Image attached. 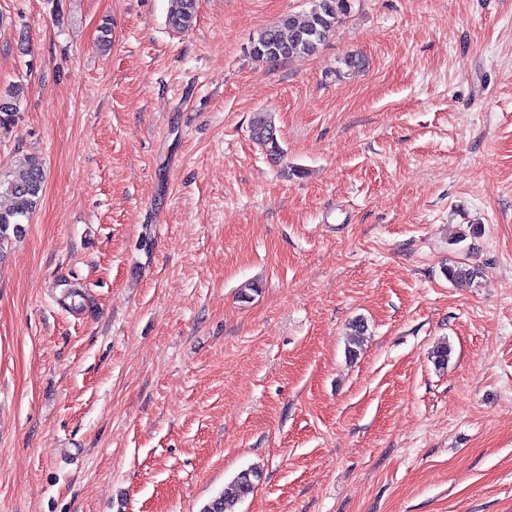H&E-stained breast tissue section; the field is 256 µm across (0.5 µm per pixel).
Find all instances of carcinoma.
I'll return each instance as SVG.
<instances>
[{
  "label": "carcinoma",
  "mask_w": 512,
  "mask_h": 512,
  "mask_svg": "<svg viewBox=\"0 0 512 512\" xmlns=\"http://www.w3.org/2000/svg\"><path fill=\"white\" fill-rule=\"evenodd\" d=\"M196 5L197 0H170L168 25L179 32L189 30L196 17ZM348 8V0H312L308 13L301 16L288 14L276 25L262 29L251 41L250 54L267 63L297 55H314L335 31L336 23ZM23 99L24 87L20 84H12L6 91H0V129L14 124ZM251 133L268 156L282 157L284 150L270 115L257 114ZM43 189L44 166L42 160L35 156L28 157L16 174L0 176V195L10 199V207L0 209V243L6 239L10 226H17L30 218L41 200ZM444 274L450 282L463 287L473 283L479 271L461 262L446 267ZM258 478L260 472L254 467L241 471L234 479V492L213 497L202 512H236L237 502L253 491L254 480Z\"/></svg>",
  "instance_id": "carcinoma-1"
}]
</instances>
